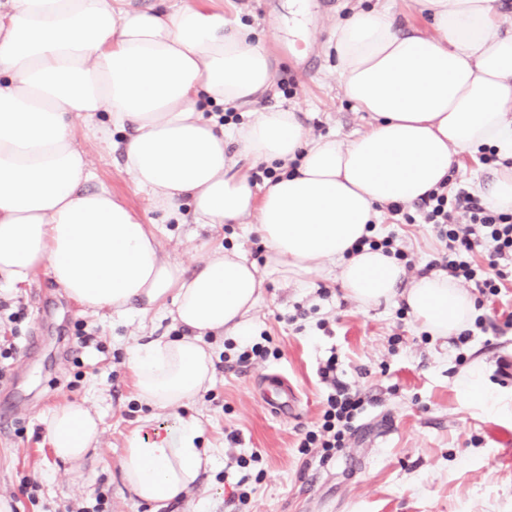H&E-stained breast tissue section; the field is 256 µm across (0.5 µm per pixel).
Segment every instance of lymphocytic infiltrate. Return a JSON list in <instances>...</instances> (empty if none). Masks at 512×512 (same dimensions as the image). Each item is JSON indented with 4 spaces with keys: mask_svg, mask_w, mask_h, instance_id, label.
Returning a JSON list of instances; mask_svg holds the SVG:
<instances>
[{
    "mask_svg": "<svg viewBox=\"0 0 512 512\" xmlns=\"http://www.w3.org/2000/svg\"><path fill=\"white\" fill-rule=\"evenodd\" d=\"M387 211L397 223L431 226L445 244L433 264L448 276L491 296L499 295L504 284L512 282V213L493 209L466 185L447 178L413 207L393 203ZM478 253L483 256L479 262L474 259ZM320 374L332 390L320 425L305 432L300 448L319 449L320 459L326 463L343 451L369 400L337 380L335 358L327 359Z\"/></svg>",
    "mask_w": 512,
    "mask_h": 512,
    "instance_id": "lymphocytic-infiltrate-1",
    "label": "lymphocytic infiltrate"
}]
</instances>
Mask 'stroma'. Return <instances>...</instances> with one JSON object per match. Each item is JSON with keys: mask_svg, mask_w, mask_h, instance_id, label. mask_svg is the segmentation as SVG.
I'll list each match as a JSON object with an SVG mask.
<instances>
[{"mask_svg": "<svg viewBox=\"0 0 512 512\" xmlns=\"http://www.w3.org/2000/svg\"><path fill=\"white\" fill-rule=\"evenodd\" d=\"M245 2L239 20L262 38L275 67V90L262 106L295 108L315 136L365 131L369 116L342 97L328 48L353 0H306L296 26L287 0ZM72 128L89 160V188L110 191L150 224L167 258L190 272L206 246L238 249L264 275L263 296L248 338L209 337V389L189 408L169 412L137 400L131 363L146 337L183 335L171 318L133 310L120 319L87 309L43 266L22 286L0 279V338L19 349L5 361L7 378L0 382V400L15 403L10 427L0 430V501L10 512H78L98 502L103 512H512V453L492 436L497 428L512 431V416L487 413L458 384L478 363L491 387L512 395V378L499 372L502 362L512 363V328L501 317L512 311V285L483 297L484 326L466 343L432 337L401 299L362 308L336 279L313 273L297 285L271 275L255 218L203 226L187 206L175 218L152 210L123 170L132 129L105 143L81 119H73ZM390 233L414 259L411 278L445 249L428 225L393 223L384 210L376 234ZM321 287L328 298H319ZM81 331L91 336V346L80 347ZM264 337L267 359L238 366L242 347ZM331 356L338 379L375 403L340 457L324 464L318 451L304 455L298 445L320 420L329 388L319 369ZM283 383L297 396L289 417L265 404ZM69 403L88 408L101 428L94 450L76 466L58 461L47 439L52 411ZM189 417L200 426L202 447L215 449L214 465L180 498L159 507L137 502L121 479L128 439L145 421L162 425ZM240 457L247 467L237 466ZM26 480L35 483L33 493L22 492ZM242 490L249 501L234 508L231 499Z\"/></svg>", "mask_w": 512, "mask_h": 512, "instance_id": "stroma-1", "label": "stroma"}]
</instances>
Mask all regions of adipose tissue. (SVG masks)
Wrapping results in <instances>:
<instances>
[{
    "label": "adipose tissue",
    "instance_id": "obj_1",
    "mask_svg": "<svg viewBox=\"0 0 512 512\" xmlns=\"http://www.w3.org/2000/svg\"><path fill=\"white\" fill-rule=\"evenodd\" d=\"M425 28L402 32L373 7L336 24L342 94L368 112L369 130L312 136L296 112L258 108L274 88L272 61L253 29L204 0H0V277L50 278L83 306L170 316L186 335L138 344L136 395L176 411L214 377L207 333L247 335L263 278L238 250L208 251L194 272L165 259L149 225L109 191L87 190L86 155L71 121L101 140L133 126L124 169L153 207L176 215L190 201L201 224L256 217L268 266L283 280L336 276L369 307L402 297L434 337L453 336L476 315L475 298L429 273L402 288L404 267L379 250L353 252L380 206L409 203L479 147L512 156V28L499 0H419ZM220 106L241 114L222 125ZM107 123H96L98 114ZM280 178L256 190L244 163ZM48 434L57 459L76 465L99 435L79 404L58 407ZM195 423L144 427L121 461L124 485L154 504L187 493L214 464Z\"/></svg>",
    "mask_w": 512,
    "mask_h": 512
}]
</instances>
